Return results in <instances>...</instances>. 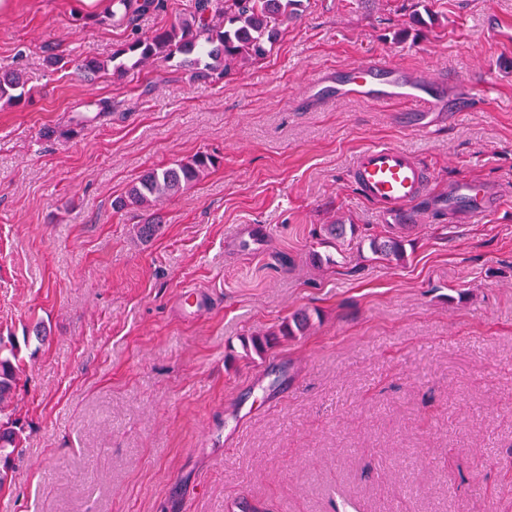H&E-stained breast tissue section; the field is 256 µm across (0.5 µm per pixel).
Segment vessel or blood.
Listing matches in <instances>:
<instances>
[{
    "label": "vessel or blood",
    "mask_w": 512,
    "mask_h": 512,
    "mask_svg": "<svg viewBox=\"0 0 512 512\" xmlns=\"http://www.w3.org/2000/svg\"><path fill=\"white\" fill-rule=\"evenodd\" d=\"M438 84L433 73L418 78L381 56L367 55L344 69L321 73L305 86L302 98L311 106L349 99L403 103L411 125L417 131L433 133L470 107L469 98L444 97ZM351 178L384 223L423 222L420 204L429 194L432 172L404 148L384 143L364 146L354 157ZM497 204L494 192L467 177L449 183L448 195L440 201L449 215L469 224L482 223Z\"/></svg>",
    "instance_id": "obj_1"
}]
</instances>
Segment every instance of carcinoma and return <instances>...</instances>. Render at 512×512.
<instances>
[{"instance_id":"1","label":"carcinoma","mask_w":512,"mask_h":512,"mask_svg":"<svg viewBox=\"0 0 512 512\" xmlns=\"http://www.w3.org/2000/svg\"><path fill=\"white\" fill-rule=\"evenodd\" d=\"M112 16H127L135 10L157 8L155 0H113ZM303 0H199L195 13L176 20L169 27L151 34L132 32L123 48L112 54V60L126 57L114 65L118 71L138 69L149 63L166 62L177 55L195 67V74L208 77L214 72L227 75L270 53L298 19ZM33 94L20 70L0 72V100L16 103ZM208 153H197L186 160L150 168L132 182L125 196L115 201L123 210L128 206L149 211L156 203L181 196L215 166ZM353 224H324L320 235L327 240L343 241L355 235ZM413 228L398 224L395 232L385 237L364 240L368 250L391 261L406 258L405 243ZM309 315L300 311L277 328L257 333L243 342L248 353L263 355L282 337L304 333ZM20 349L13 339L0 336V489L8 479L11 456L21 447V427L14 412L5 411L14 396L20 372Z\"/></svg>"}]
</instances>
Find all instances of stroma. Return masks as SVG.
Segmentation results:
<instances>
[{"instance_id": "stroma-1", "label": "stroma", "mask_w": 512, "mask_h": 512, "mask_svg": "<svg viewBox=\"0 0 512 512\" xmlns=\"http://www.w3.org/2000/svg\"><path fill=\"white\" fill-rule=\"evenodd\" d=\"M413 3L304 0L270 54L224 79L179 57L92 79L73 66L197 0L130 25L75 0L0 14V71L34 90L0 103V335L21 347L24 423L8 512H512V0H426L420 25ZM368 54L455 73L445 92L474 94L470 111L429 137L396 104L300 107L307 81ZM374 142L427 165L432 193L462 176L498 189L499 210L482 224L426 210L398 265L350 244L312 266L336 217L387 232L350 179ZM199 152L217 167L138 240L143 212L113 200ZM242 227L261 244L236 243ZM188 285L208 304L194 318ZM300 309L306 335L245 354L243 337Z\"/></svg>"}]
</instances>
